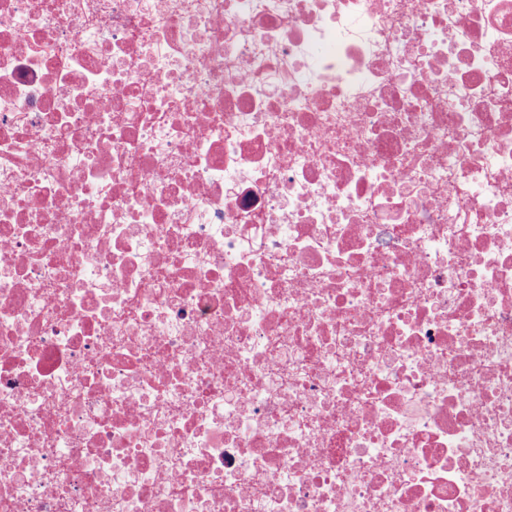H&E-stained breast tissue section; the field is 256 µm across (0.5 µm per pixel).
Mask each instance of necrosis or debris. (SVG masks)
Returning a JSON list of instances; mask_svg holds the SVG:
<instances>
[{
	"instance_id": "4bbe7bcc",
	"label": "necrosis or debris",
	"mask_w": 512,
	"mask_h": 512,
	"mask_svg": "<svg viewBox=\"0 0 512 512\" xmlns=\"http://www.w3.org/2000/svg\"><path fill=\"white\" fill-rule=\"evenodd\" d=\"M0 512H512V0H0Z\"/></svg>"
}]
</instances>
